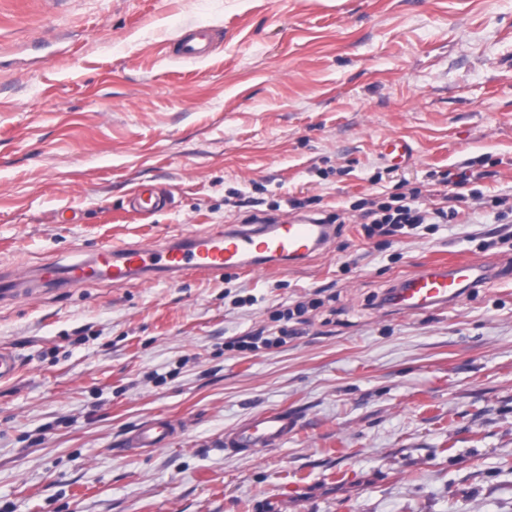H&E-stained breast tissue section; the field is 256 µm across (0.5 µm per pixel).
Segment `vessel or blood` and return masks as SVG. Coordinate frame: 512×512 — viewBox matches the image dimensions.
I'll list each match as a JSON object with an SVG mask.
<instances>
[{
	"label": "vessel or blood",
	"mask_w": 512,
	"mask_h": 512,
	"mask_svg": "<svg viewBox=\"0 0 512 512\" xmlns=\"http://www.w3.org/2000/svg\"><path fill=\"white\" fill-rule=\"evenodd\" d=\"M173 55L186 62L210 57L214 36L200 26L179 37ZM160 198L148 185H139L129 195L132 211L147 214L157 210ZM334 227L310 216H296L252 228L229 227L218 232H188L159 244L102 245L68 264L47 263L30 271L0 272V301L32 300L40 294L81 283L107 282L122 286L133 281L180 278L190 274L222 275L266 270L303 262L325 250ZM494 267L472 261L430 263L397 281L384 298V305L405 314H423L457 303L470 288L494 280ZM295 429L286 411L274 410L247 420L224 435L225 450L253 453L282 445ZM180 426L168 418L142 423L126 440L130 449L164 448L179 434Z\"/></svg>",
	"instance_id": "1"
}]
</instances>
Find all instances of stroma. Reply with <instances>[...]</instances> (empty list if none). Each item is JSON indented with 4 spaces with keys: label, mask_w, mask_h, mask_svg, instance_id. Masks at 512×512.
Returning a JSON list of instances; mask_svg holds the SVG:
<instances>
[{
    "label": "stroma",
    "mask_w": 512,
    "mask_h": 512,
    "mask_svg": "<svg viewBox=\"0 0 512 512\" xmlns=\"http://www.w3.org/2000/svg\"><path fill=\"white\" fill-rule=\"evenodd\" d=\"M200 25L222 32L214 54L173 58ZM463 171L457 219L366 234L363 202L431 206ZM142 183L168 208L127 209ZM294 199L340 216L310 260L0 306L21 360L0 383V504L512 512V0H0V268L277 220ZM450 259L497 278L445 310L379 306ZM301 302L280 344L232 348ZM271 409L298 420L286 443L225 454ZM153 416L181 433L121 451Z\"/></svg>",
    "instance_id": "1"
}]
</instances>
